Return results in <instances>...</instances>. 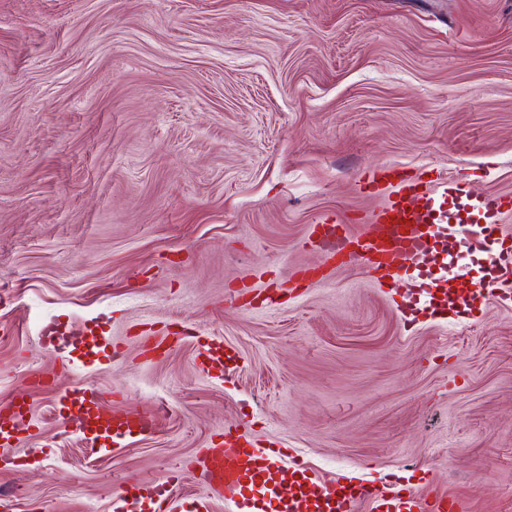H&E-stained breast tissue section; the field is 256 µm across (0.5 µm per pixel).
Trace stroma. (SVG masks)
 I'll return each instance as SVG.
<instances>
[{"mask_svg":"<svg viewBox=\"0 0 512 512\" xmlns=\"http://www.w3.org/2000/svg\"><path fill=\"white\" fill-rule=\"evenodd\" d=\"M384 162L512 196V0H0V403L31 406L0 512H113L170 475L172 512H224L191 462L241 431L318 484L512 512V279L477 316L407 324L411 278L303 245L383 205L355 183ZM240 279L287 301L240 308ZM50 321L64 384L155 412L153 435L61 433L31 383L60 372ZM198 337L236 353L232 379Z\"/></svg>","mask_w":512,"mask_h":512,"instance_id":"obj_1","label":"stroma"}]
</instances>
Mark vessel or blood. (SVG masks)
<instances>
[{
	"instance_id": "vessel-or-blood-1",
	"label": "vessel or blood",
	"mask_w": 512,
	"mask_h": 512,
	"mask_svg": "<svg viewBox=\"0 0 512 512\" xmlns=\"http://www.w3.org/2000/svg\"><path fill=\"white\" fill-rule=\"evenodd\" d=\"M364 194L387 192L384 204L366 220L362 232H351L340 221L313 225L305 245L320 250L325 263L360 260L377 279L411 276L414 304L422 311L451 314L480 308L497 290L503 272L512 269V245L486 253V275L458 289L452 279L435 276L449 249H470L464 228L489 239L501 232L505 215L512 213V197L499 193L473 194L462 182L436 177L430 180L408 173L396 163H383L366 171L357 183ZM63 398L84 409L85 418L60 419L67 433L94 430L113 437L154 433L156 422L147 414L111 413L96 405L94 387L66 389ZM193 465L212 493L223 498L228 512H356L359 501L373 512H458L455 498L434 494L420 504L416 491L391 487L377 493L347 478L322 490L309 492L310 477L304 461H282L266 449L244 446L238 437L225 435L224 445L207 449ZM168 492L153 489L150 497L119 489L114 512H168Z\"/></svg>"
}]
</instances>
